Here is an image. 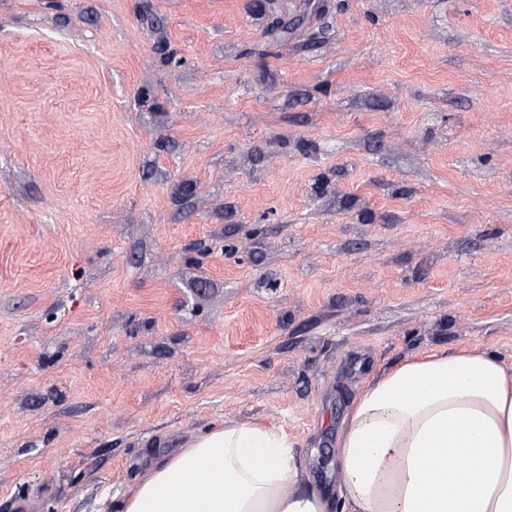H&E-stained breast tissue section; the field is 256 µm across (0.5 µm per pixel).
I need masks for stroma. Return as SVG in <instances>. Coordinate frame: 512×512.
I'll list each match as a JSON object with an SVG mask.
<instances>
[{
    "label": "stroma",
    "instance_id": "stroma-1",
    "mask_svg": "<svg viewBox=\"0 0 512 512\" xmlns=\"http://www.w3.org/2000/svg\"><path fill=\"white\" fill-rule=\"evenodd\" d=\"M512 366V0H0V512L227 419L332 487L355 388Z\"/></svg>",
    "mask_w": 512,
    "mask_h": 512
}]
</instances>
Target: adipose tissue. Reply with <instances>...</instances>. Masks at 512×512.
Returning a JSON list of instances; mask_svg holds the SVG:
<instances>
[{
    "instance_id": "1",
    "label": "adipose tissue",
    "mask_w": 512,
    "mask_h": 512,
    "mask_svg": "<svg viewBox=\"0 0 512 512\" xmlns=\"http://www.w3.org/2000/svg\"><path fill=\"white\" fill-rule=\"evenodd\" d=\"M317 484L283 427L230 419L152 458L118 512H512V368L473 345L356 388Z\"/></svg>"
}]
</instances>
